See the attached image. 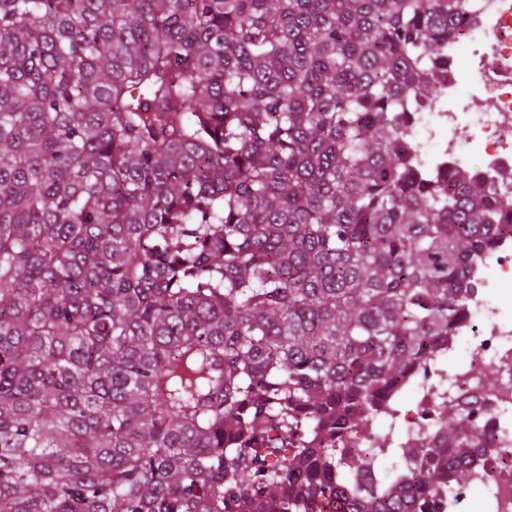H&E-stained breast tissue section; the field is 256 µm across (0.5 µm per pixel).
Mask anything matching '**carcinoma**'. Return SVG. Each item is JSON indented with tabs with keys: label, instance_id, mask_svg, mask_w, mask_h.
<instances>
[{
	"label": "carcinoma",
	"instance_id": "obj_1",
	"mask_svg": "<svg viewBox=\"0 0 512 512\" xmlns=\"http://www.w3.org/2000/svg\"><path fill=\"white\" fill-rule=\"evenodd\" d=\"M470 12L0 0V512H438L467 484L479 408L413 447L377 424L512 233V198L412 145Z\"/></svg>",
	"mask_w": 512,
	"mask_h": 512
}]
</instances>
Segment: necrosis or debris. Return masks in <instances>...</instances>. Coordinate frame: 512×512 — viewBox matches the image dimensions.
<instances>
[{"label": "necrosis or debris", "instance_id": "obj_1", "mask_svg": "<svg viewBox=\"0 0 512 512\" xmlns=\"http://www.w3.org/2000/svg\"><path fill=\"white\" fill-rule=\"evenodd\" d=\"M463 36L448 41V72L414 128L422 165L462 167L512 196V0H474ZM474 273L479 282L465 318L432 362L405 388L398 427L409 442L435 430L433 409L443 398L476 403L485 411L474 479L484 486L483 512H512V467L499 465L512 447V238L499 237ZM467 365L450 368L462 345Z\"/></svg>", "mask_w": 512, "mask_h": 512}]
</instances>
